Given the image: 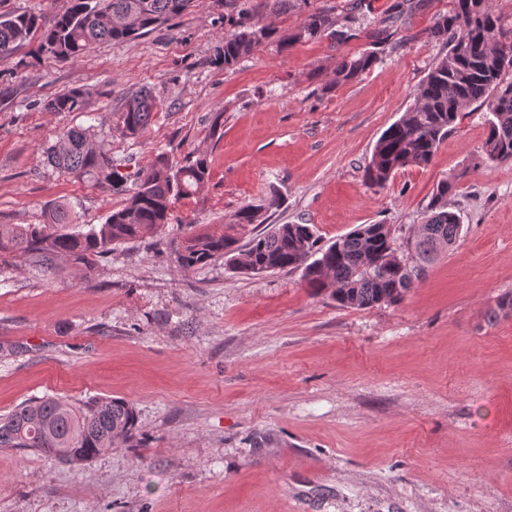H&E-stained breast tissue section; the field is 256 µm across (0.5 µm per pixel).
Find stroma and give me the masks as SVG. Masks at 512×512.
I'll use <instances>...</instances> for the list:
<instances>
[{"mask_svg":"<svg viewBox=\"0 0 512 512\" xmlns=\"http://www.w3.org/2000/svg\"><path fill=\"white\" fill-rule=\"evenodd\" d=\"M260 0H196L185 14L77 58L0 56V224H39L57 202L104 223L125 198L47 163L71 127L90 128L127 176L158 153L206 154L210 175L175 202L162 232L113 246L91 277L0 265V414L43 396L122 398L130 443L73 466L0 448V512H512V162L483 158L489 113L465 107L433 162L385 187L363 169L413 103L444 44L427 31L449 0H296L333 25L288 48L269 42L229 69L211 59L225 14ZM372 51L358 80L330 87L337 60ZM160 104L136 141L114 130L127 92ZM80 88L81 112L42 104ZM222 114L220 132L212 119ZM461 233L404 300L336 305L301 270L235 272L216 258L185 271L195 233L229 234L242 206L277 191L274 224L312 225L329 246L363 224L405 242L439 181Z\"/></svg>","mask_w":512,"mask_h":512,"instance_id":"35a3bbf8","label":"stroma"}]
</instances>
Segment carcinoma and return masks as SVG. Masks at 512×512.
I'll use <instances>...</instances> for the list:
<instances>
[{"mask_svg": "<svg viewBox=\"0 0 512 512\" xmlns=\"http://www.w3.org/2000/svg\"><path fill=\"white\" fill-rule=\"evenodd\" d=\"M195 0H66L52 17L24 10L0 13V55L33 46L39 57L64 61L77 57L102 41L142 36L191 7ZM232 32L215 54V64L226 69L254 54L271 39L282 46L311 39L330 24V15L316 10L291 33L272 24H260L247 15H225ZM428 38L448 46L415 91L414 103L379 137L364 167L365 181L385 186L406 167L430 165L462 109L472 103L487 107L488 133L483 154L492 161H512V64L505 66L492 44L512 49V25L492 8V0H451V8L436 17ZM375 62L371 53L344 56L333 69V84L353 82ZM85 93L73 89L44 102L48 112H79ZM158 104L152 93L139 89L124 96L115 128L136 140L151 124ZM47 162L79 178L89 177L115 193H128L124 205L103 224L72 232V208L57 204L45 211L42 224H0V259L22 257L56 269L64 258L86 272L112 252V246L156 233L171 221L173 201L196 194L209 177L206 155L183 162L166 154L139 171L134 187L112 165V157L87 128H73L45 150ZM456 180H442L426 206L425 220L399 250L387 224H363L327 248L318 246L308 224H276L266 234L252 236L242 249L230 235L190 237L177 252L180 268L190 270L215 258L244 274L261 275L300 269L313 288L334 287L332 298L344 308L365 309L404 299L441 254L455 246L460 217L448 210V196ZM282 205L274 192L239 208L233 223L245 230L264 224L267 213ZM135 428L132 405L124 399H93L73 404L42 397L0 415V448L30 449L48 458L82 465Z\"/></svg>", "mask_w": 512, "mask_h": 512, "instance_id": "cac0c4a2", "label": "carcinoma"}]
</instances>
